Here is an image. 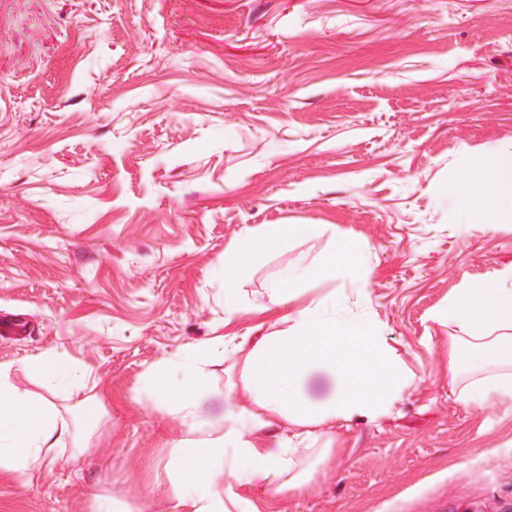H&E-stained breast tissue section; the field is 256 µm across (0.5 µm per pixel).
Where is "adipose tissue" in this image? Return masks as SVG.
Returning <instances> with one entry per match:
<instances>
[{"instance_id":"1","label":"adipose tissue","mask_w":512,"mask_h":512,"mask_svg":"<svg viewBox=\"0 0 512 512\" xmlns=\"http://www.w3.org/2000/svg\"><path fill=\"white\" fill-rule=\"evenodd\" d=\"M446 190L474 224L512 223V160L494 148L481 152L464 174H450ZM317 224H271L257 234L240 237L224 256L221 269L226 293L224 318L238 312L235 282L240 271L262 252L288 238L316 235ZM354 250L338 239L332 257L318 267L298 263L269 288L266 303L283 306L290 292L311 276L335 279L351 265ZM288 327L253 343L243 370L236 409L217 420L206 416L203 398L211 390L212 366L224 347L216 336L185 346L147 369L143 388L179 424L182 437L172 446L177 474L166 488L170 512H225L224 473L269 493L295 486L292 436L271 438L282 422L300 428L301 440L316 441L314 425L336 424L355 417L370 421L387 414L409 387L412 375L378 333L376 314L351 323L325 318L313 304L285 316ZM446 319L470 332L469 357L461 366L492 369L487 384L512 394V289L488 280L461 289L448 302ZM40 377L70 391L81 390L79 368L62 354L47 350L21 367L0 362V474L27 477L43 471L53 450L73 438L88 447L101 418L88 410L82 430L48 399L19 388L16 370ZM332 382L329 395L312 403L305 395L311 374Z\"/></svg>"}]
</instances>
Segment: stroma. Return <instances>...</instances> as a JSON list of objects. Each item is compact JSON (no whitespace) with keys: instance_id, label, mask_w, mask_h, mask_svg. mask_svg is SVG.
<instances>
[{"instance_id":"obj_1","label":"stroma","mask_w":512,"mask_h":512,"mask_svg":"<svg viewBox=\"0 0 512 512\" xmlns=\"http://www.w3.org/2000/svg\"><path fill=\"white\" fill-rule=\"evenodd\" d=\"M512 151V0H0V361L47 349L89 374L104 419L83 465L0 476V512H165L181 436L146 369L212 336L209 414L239 398L243 337L289 311L377 314L414 373L383 418L318 425L297 488L224 481L228 512H512V396L460 394L467 349L437 322L512 266V223L468 224L444 191L486 148ZM319 224L260 253L224 321L218 267L243 235ZM353 272L256 310L338 237Z\"/></svg>"}]
</instances>
